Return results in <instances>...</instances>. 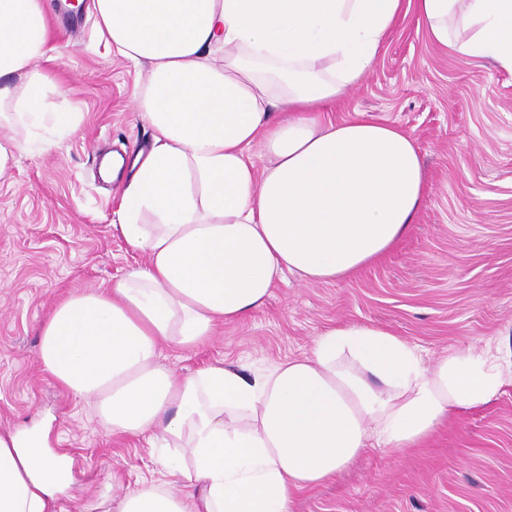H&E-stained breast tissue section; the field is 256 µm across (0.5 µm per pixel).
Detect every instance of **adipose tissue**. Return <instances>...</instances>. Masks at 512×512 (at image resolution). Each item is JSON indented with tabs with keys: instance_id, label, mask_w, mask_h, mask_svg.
<instances>
[{
	"instance_id": "adipose-tissue-1",
	"label": "adipose tissue",
	"mask_w": 512,
	"mask_h": 512,
	"mask_svg": "<svg viewBox=\"0 0 512 512\" xmlns=\"http://www.w3.org/2000/svg\"><path fill=\"white\" fill-rule=\"evenodd\" d=\"M402 7L93 0L113 52L148 66L139 110L153 145L102 171L111 180L130 167L118 228L148 262L58 303L38 362L112 431L157 448L170 481L141 482L115 512H293L299 493L366 449L402 455L505 386L499 349L429 364L418 345L361 323L331 326L302 357L250 377L217 362L180 378L160 361L162 343L197 347L264 306L286 275L333 282L412 234L425 194L415 140L363 112L323 117L365 79ZM414 7L450 54L512 73V0ZM49 50L43 0H0V118L51 148L78 118L46 109ZM68 485L42 431H0V512H62Z\"/></svg>"
}]
</instances>
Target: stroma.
<instances>
[{
	"instance_id": "1",
	"label": "stroma",
	"mask_w": 512,
	"mask_h": 512,
	"mask_svg": "<svg viewBox=\"0 0 512 512\" xmlns=\"http://www.w3.org/2000/svg\"><path fill=\"white\" fill-rule=\"evenodd\" d=\"M62 2L46 0L51 50L41 66L67 87L47 101L77 113L76 132L45 151L39 137L0 122V142L29 141L0 173V431L50 422L52 448L72 460L68 512H111L106 485L118 497L168 475L143 440L112 434L91 402L41 372L38 335L59 301L146 263L116 228L121 181L102 182L97 168L103 152L149 149L153 131L137 110L145 67L112 53L92 0H83L76 32L62 35ZM358 112L404 129L423 156L426 192L413 233L348 278L287 276L262 309L218 324L195 349L164 346L162 362L176 374L216 360L263 372L308 352L335 323L387 328L421 346L429 363L489 343L512 351V74L449 55L410 10L329 117ZM295 512H512V384L406 455L366 450L303 492Z\"/></svg>"
}]
</instances>
